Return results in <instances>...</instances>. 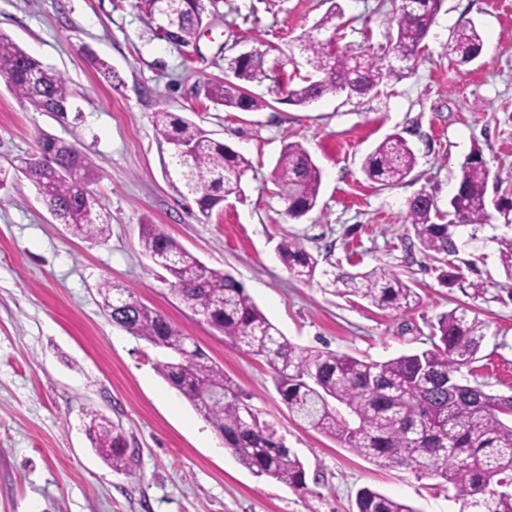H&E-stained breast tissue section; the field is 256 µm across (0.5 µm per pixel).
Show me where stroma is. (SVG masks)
Segmentation results:
<instances>
[{"label":"stroma","instance_id":"1","mask_svg":"<svg viewBox=\"0 0 512 512\" xmlns=\"http://www.w3.org/2000/svg\"><path fill=\"white\" fill-rule=\"evenodd\" d=\"M137 0H0V32L62 72L74 92L69 111L22 107L0 77V167L13 169L0 190V512H354L359 488L402 499L418 512H460L453 491L434 477L388 468L305 429L288 415L267 363L225 342L170 293L167 275L142 252L140 229L157 224L207 266L242 281L290 341L384 361L428 348L439 314L469 309L488 328L473 371L461 378L512 394V282L495 244L476 254L454 285L409 230L407 203L432 194L440 212L473 151L490 183L512 194V0H444L411 71L366 97L324 95L290 104L280 74L310 72L298 39L314 33L329 0H220L190 46L160 40ZM348 21L340 52L387 51V21L400 0H338ZM474 22L484 51L454 65L445 46L459 23ZM93 49L120 78L110 86L89 62ZM269 49L268 79L249 84L265 100L257 112H227L205 96L229 77L235 57ZM189 118L242 153L253 169L242 198L201 215L177 193L153 115ZM413 147L407 180L383 188L366 180L364 157L387 135ZM73 144L91 157L92 190L112 217L108 240L91 241L60 224L17 168L39 136ZM300 142L322 172L317 207L292 219L270 173L284 144ZM299 238L341 270L381 268L414 289L408 310H380L293 278L276 253ZM134 290L247 395L261 420L318 479L310 501L245 468L203 415L157 371L166 349L112 323L102 282ZM481 281L483 293L470 284ZM120 425L135 458L112 470L91 446L93 419Z\"/></svg>","mask_w":512,"mask_h":512}]
</instances>
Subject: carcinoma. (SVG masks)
<instances>
[{
    "label": "carcinoma",
    "mask_w": 512,
    "mask_h": 512,
    "mask_svg": "<svg viewBox=\"0 0 512 512\" xmlns=\"http://www.w3.org/2000/svg\"><path fill=\"white\" fill-rule=\"evenodd\" d=\"M442 2L413 0L408 8L398 9L391 19L395 23L389 34L391 61L366 52L339 53L336 38L345 22L341 7L334 4L316 23L318 36L300 42V51L318 79L305 77L299 87L285 84L288 98L306 105L339 90L366 96L383 82L404 76L416 61ZM138 7L166 42L187 47L195 40L200 27L198 0H138ZM483 47L474 23L465 21L456 27L446 53L460 67L477 60ZM267 54L254 49L234 58L230 63L234 80L207 85V98L230 110L262 109L264 101L250 95L241 83H260L268 77ZM86 55L107 81L118 80L112 67L92 50H86ZM0 75L33 110L69 111L73 93L68 79L3 33ZM153 127L167 146L186 149L182 154L169 152V163L182 188L195 196L202 215L228 197L243 194V178L252 169L243 154L170 112L155 113ZM37 148L46 163L70 171L66 177H53L32 159L24 161L48 211L85 238L106 240L111 216L90 190L97 177L93 161L72 144L50 136L39 137ZM415 166L413 148L401 135L392 134L365 158L362 171L367 180L393 187L405 181ZM321 180V170L301 143L283 146L271 181L283 192L288 216L299 218L317 206ZM488 180L482 155H468L444 224L436 222L441 214L430 193L423 191L408 203L414 235L422 252L438 264L444 282L451 284L458 278L444 270L449 257L458 255L462 247L488 241L497 245L505 277L512 280V224L505 225L503 234L483 235L491 220ZM140 240L145 255L170 276L171 292L185 308L194 314L205 311L206 322L224 340L270 365L275 389L300 425L367 460L423 470L440 479L455 490L461 512H512V395L493 394L482 384H465L458 377L462 367L478 362L485 322L456 307L441 314L432 326L429 348L386 361L300 346L265 317L241 281L204 265L159 225H141ZM277 251L292 277L315 282L335 296L359 297L381 310L407 309L415 301L413 289L394 273L325 268L296 238L282 239ZM101 294L103 305H112V322L172 352V357L157 363L158 372L200 411L244 467L304 498H321L308 485L304 463L197 344L189 342L164 315L144 305L133 291L106 282ZM89 438L112 469L129 472L132 453L119 429L95 420ZM355 506L356 512H417L407 502L370 487L357 491Z\"/></svg>",
    "instance_id": "cac0c4a2"
}]
</instances>
